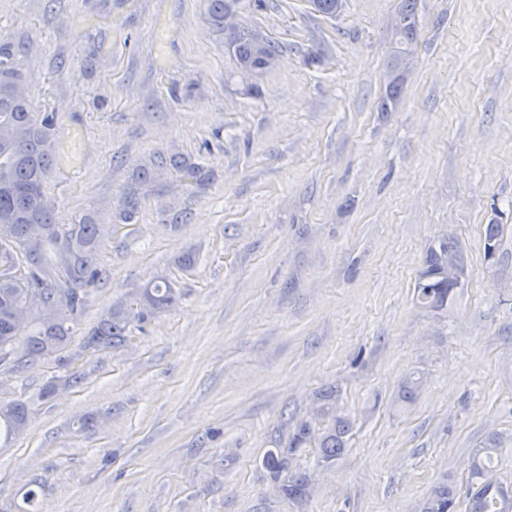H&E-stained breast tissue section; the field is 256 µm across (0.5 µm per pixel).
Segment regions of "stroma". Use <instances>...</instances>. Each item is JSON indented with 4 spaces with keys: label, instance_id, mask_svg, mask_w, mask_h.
Masks as SVG:
<instances>
[{
    "label": "stroma",
    "instance_id": "35a3bbf8",
    "mask_svg": "<svg viewBox=\"0 0 512 512\" xmlns=\"http://www.w3.org/2000/svg\"><path fill=\"white\" fill-rule=\"evenodd\" d=\"M342 3L328 18L239 0L234 22L282 51L247 94L207 0H0L30 106L56 115L46 197L61 223L113 226L80 332L155 277L181 293L124 346L0 368V400L30 405L0 446V512L34 478L44 512H419L441 483L467 512L469 458L494 432L512 485V0H417L388 112L401 0ZM317 45L324 64L305 66ZM132 189L136 221L113 225ZM450 236L465 270L436 309L414 286ZM329 387L346 453L305 448L293 504L262 459Z\"/></svg>",
    "mask_w": 512,
    "mask_h": 512
}]
</instances>
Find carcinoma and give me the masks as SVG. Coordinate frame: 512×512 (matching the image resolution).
Masks as SVG:
<instances>
[{"instance_id": "obj_1", "label": "carcinoma", "mask_w": 512, "mask_h": 512, "mask_svg": "<svg viewBox=\"0 0 512 512\" xmlns=\"http://www.w3.org/2000/svg\"><path fill=\"white\" fill-rule=\"evenodd\" d=\"M416 0H404L399 11L402 24L396 31V50L389 61L395 70L401 51L416 42L419 22ZM236 0H209L212 22L224 28V19ZM316 12L334 17L342 0H312ZM227 49L239 69L268 71L275 65L279 50L275 43L256 37L243 26L229 34ZM20 49L0 38V363L20 367L60 354L71 342L85 311L89 289L98 276L96 257L105 229L88 221L61 224L48 204L43 186L55 150V117L31 110L21 84ZM140 208L138 192L127 193L123 208L116 214L120 224H130ZM464 270V257L455 239L443 240L429 250L426 279L416 283L417 299L430 307H443L451 298L448 265ZM32 291L39 292L44 305L55 311V323L46 325L36 317L23 315ZM177 294L165 280L151 281L140 288L128 303L108 309L96 326L82 337L86 350L122 346L132 323H145L173 306ZM24 339H19V336ZM326 403L319 414L332 419L323 431L305 420L296 424L287 445L269 450L263 465L279 492L291 503L305 500L311 488L310 474L292 465L295 454L315 442L322 461L330 463L345 451L350 421L336 414L331 404L334 392L323 395ZM28 406L23 402L0 401V436L10 439L28 424ZM501 437L490 435L474 450L469 476L473 488L467 498L468 512H512V489L491 479ZM41 482L34 479L25 494V507L18 512H43ZM456 492L448 485L434 487L422 502L420 512H454Z\"/></svg>"}]
</instances>
